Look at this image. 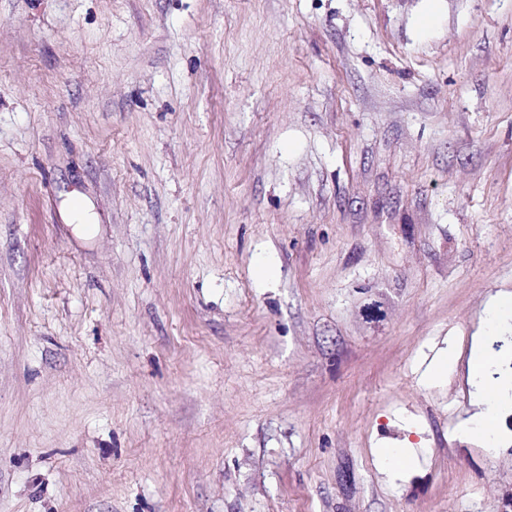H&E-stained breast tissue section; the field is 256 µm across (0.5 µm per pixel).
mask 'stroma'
Segmentation results:
<instances>
[{
  "label": "stroma",
  "mask_w": 512,
  "mask_h": 512,
  "mask_svg": "<svg viewBox=\"0 0 512 512\" xmlns=\"http://www.w3.org/2000/svg\"><path fill=\"white\" fill-rule=\"evenodd\" d=\"M428 4L0 0V512H512V0ZM488 351L485 336L477 332L472 336V347L466 367V380L474 388L472 405L474 410L464 419L462 429L466 434L478 432L489 434L493 431V421L486 407V400L497 389L499 394L506 397L502 390L500 379H492L487 375V366L492 360Z\"/></svg>",
  "instance_id": "stroma-1"
}]
</instances>
